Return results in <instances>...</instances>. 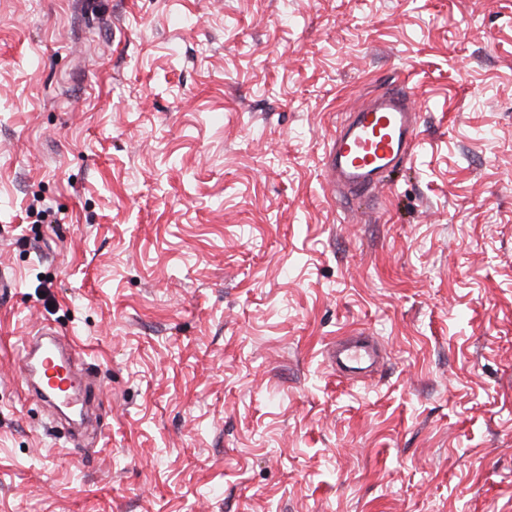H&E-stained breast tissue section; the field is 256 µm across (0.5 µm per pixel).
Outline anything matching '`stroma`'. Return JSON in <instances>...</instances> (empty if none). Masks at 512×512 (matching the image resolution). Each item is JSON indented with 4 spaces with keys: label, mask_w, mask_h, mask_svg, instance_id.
Instances as JSON below:
<instances>
[{
    "label": "stroma",
    "mask_w": 512,
    "mask_h": 512,
    "mask_svg": "<svg viewBox=\"0 0 512 512\" xmlns=\"http://www.w3.org/2000/svg\"><path fill=\"white\" fill-rule=\"evenodd\" d=\"M390 88L410 157L332 196ZM0 512H512V0H0ZM348 118L327 150L325 182L345 195L370 194L382 188L386 169L410 155L419 113L406 94L384 91L354 105ZM41 336L49 337L36 341L28 353L29 340L23 344L22 352L25 354L21 366L23 375L32 379V392L40 400L50 406L55 405L81 412L86 406L84 393L81 390L76 392L70 388L62 387L64 382L78 379L74 365L70 362L69 358H66L61 343L57 338L53 337L55 336L54 333L44 332ZM60 364L64 367L65 374L64 376H56L58 385L55 388L39 382V375L44 373L47 375L49 370H55ZM377 359L376 349L368 343L351 342L336 348V364L341 363L352 372L362 370L365 363L374 365Z\"/></svg>",
    "instance_id": "1"
}]
</instances>
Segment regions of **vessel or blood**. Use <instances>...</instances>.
<instances>
[{"label":"vessel or blood","instance_id":"vessel-or-blood-1","mask_svg":"<svg viewBox=\"0 0 512 512\" xmlns=\"http://www.w3.org/2000/svg\"><path fill=\"white\" fill-rule=\"evenodd\" d=\"M418 118L408 96L397 91L377 93L354 105L347 124L337 130L327 150V186L341 188L346 195H363L382 188L384 171L410 155ZM377 359L376 349L368 343H346L336 350L337 362L354 372ZM60 366L65 369V380L76 379L77 372L61 343L49 336L34 343L22 359L21 370L33 379V393L40 400L51 406L83 410V392L39 383V375Z\"/></svg>","mask_w":512,"mask_h":512}]
</instances>
